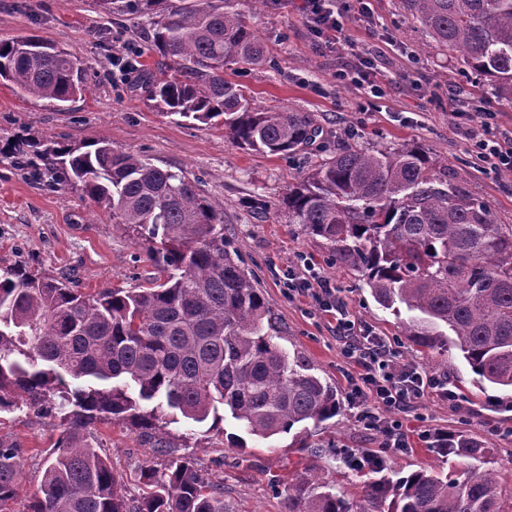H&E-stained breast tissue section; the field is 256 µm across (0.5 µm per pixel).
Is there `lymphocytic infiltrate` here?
Segmentation results:
<instances>
[{
	"instance_id": "obj_1",
	"label": "lymphocytic infiltrate",
	"mask_w": 512,
	"mask_h": 512,
	"mask_svg": "<svg viewBox=\"0 0 512 512\" xmlns=\"http://www.w3.org/2000/svg\"><path fill=\"white\" fill-rule=\"evenodd\" d=\"M480 133L474 137L476 156L486 168L512 172V136L491 135L494 115H479ZM319 309L334 316L341 353L355 368L347 380V398L357 410L366 429H381L385 449L406 448L401 416L414 403L430 395L455 398L445 379L429 374L419 365L400 358L390 341L378 336L368 325L352 320L346 304L329 281L302 277L295 284Z\"/></svg>"
}]
</instances>
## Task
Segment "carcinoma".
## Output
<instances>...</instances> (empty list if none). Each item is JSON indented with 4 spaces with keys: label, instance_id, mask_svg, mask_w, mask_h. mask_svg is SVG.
<instances>
[{
    "label": "carcinoma",
    "instance_id": "carcinoma-1",
    "mask_svg": "<svg viewBox=\"0 0 512 512\" xmlns=\"http://www.w3.org/2000/svg\"><path fill=\"white\" fill-rule=\"evenodd\" d=\"M435 47L461 53L465 68L512 99V0H406ZM241 0H125L149 20L151 47L171 61L148 100L165 116L217 119L235 144L291 154L316 134L308 112L263 106L224 79L229 64L265 61ZM0 41V80L57 105L89 90L76 56L37 36ZM17 163L37 178L78 183L84 194L147 244L166 274L152 288L82 292L64 277L0 269V415L26 410L57 420L39 491L26 512H232L224 488L177 452L168 425L224 431L225 415L268 439L340 406L336 388L276 342L265 298L224 238V203L198 180L106 140L35 141ZM288 218L327 240L336 264L361 273L402 333L430 353L457 349L482 381L512 388V225L438 174L406 143L346 147L288 188ZM138 431L160 465L141 468L142 493L119 488L109 456L93 441L100 425ZM434 452L458 468L371 479L349 503L326 482L288 486L287 512H512L491 450L464 433L442 434ZM26 450L0 435V507L17 496Z\"/></svg>",
    "mask_w": 512,
    "mask_h": 512
}]
</instances>
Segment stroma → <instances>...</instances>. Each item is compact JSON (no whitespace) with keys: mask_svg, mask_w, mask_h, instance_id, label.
Returning <instances> with one entry per match:
<instances>
[{"mask_svg":"<svg viewBox=\"0 0 512 512\" xmlns=\"http://www.w3.org/2000/svg\"><path fill=\"white\" fill-rule=\"evenodd\" d=\"M369 7L366 15L355 8L344 13V35L332 47L313 42L303 0H263L244 8V20L263 42L268 62L248 70L227 65L225 79L247 87L261 105L312 113L318 129L301 151L273 155L234 144L222 125L163 116L131 82L113 78L112 58L127 42L140 50L143 69L158 77L166 73V59L148 48L145 20L105 9L101 0H0V39L36 35L67 48L80 59L91 86L58 107L19 96L0 82V268L16 264L67 276L85 292L148 287L155 270L145 245L125 225L113 223L79 189L47 186L14 162L18 143L109 140L161 167L200 178L205 193L223 202L224 238L260 288L278 344L300 356L342 398L336 417L298 434L266 440L243 436L242 449L231 445L232 436L240 434L233 420H225L220 433L185 421L170 425L179 451L223 486L233 512H285L288 485L301 475L329 482L357 502L367 477L349 470L343 455L380 451L381 434L360 426L344 400L348 367L335 320L317 312L309 297L284 291L285 273L307 264L339 289L353 320L394 342L402 359L448 380L458 395L454 402L429 396L413 404L404 423L408 448L380 452L385 473L398 478L439 468L441 459L431 448L435 437L465 432L491 448L502 477L512 476V391L480 385L456 349L433 356L410 343L361 275L336 265L326 240L307 235L288 218L289 185L336 151L412 143L436 172H447L449 180L462 182L485 202L496 223L512 225V175L480 168L465 129L453 118L457 112H492L495 133L508 134L512 102L479 89L459 54L432 48L403 0H370ZM374 50L382 53L379 98L339 78L341 72L360 71ZM53 425V418L22 412L0 417V434H11L26 450L11 512H25L40 485L42 459L57 438ZM99 435L123 490L138 494V473L152 461L151 448L123 425L101 426Z\"/></svg>","mask_w":512,"mask_h":512,"instance_id":"stroma-1","label":"stroma"}]
</instances>
